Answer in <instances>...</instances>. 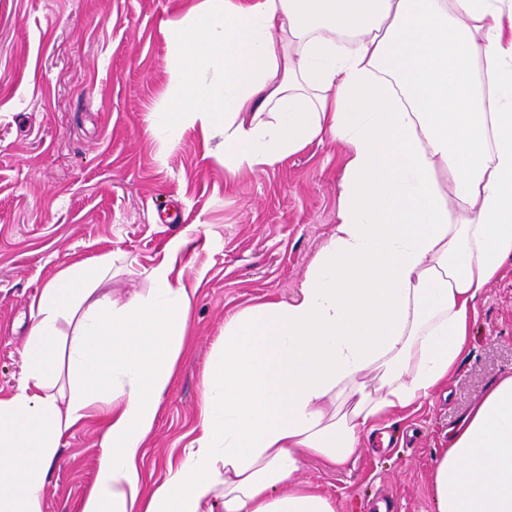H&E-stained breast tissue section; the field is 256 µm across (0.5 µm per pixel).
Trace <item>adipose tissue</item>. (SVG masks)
<instances>
[{"label": "adipose tissue", "instance_id": "adipose-tissue-1", "mask_svg": "<svg viewBox=\"0 0 512 512\" xmlns=\"http://www.w3.org/2000/svg\"><path fill=\"white\" fill-rule=\"evenodd\" d=\"M166 41L158 125L199 126L231 181L335 141L336 225L291 301L225 321L200 433L150 489L141 449L191 298L161 266L115 305L96 291L108 254L48 282L22 379L0 391V512H42L64 436L96 410L102 451L77 512H336L297 480L303 464L346 465L446 385L512 258V0H203ZM431 484L437 512H512V373L449 431Z\"/></svg>", "mask_w": 512, "mask_h": 512}]
</instances>
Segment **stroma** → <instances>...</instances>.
Returning a JSON list of instances; mask_svg holds the SVG:
<instances>
[{"mask_svg": "<svg viewBox=\"0 0 512 512\" xmlns=\"http://www.w3.org/2000/svg\"><path fill=\"white\" fill-rule=\"evenodd\" d=\"M198 0H0V389L23 374L30 307L61 270L111 254L100 285L116 304L147 294L150 270L174 260L192 297V344L178 361L140 461L161 483L169 457L199 428L204 370L226 317L291 300L336 223L343 150L313 143L276 168L224 186V160L197 129L155 131L170 82L164 31ZM182 214L163 220L166 205ZM512 370V260L476 304L467 353L408 419L373 436L339 469L297 474L336 512H436L430 462L499 375ZM103 426L63 441L43 512H77L98 466Z\"/></svg>", "mask_w": 512, "mask_h": 512, "instance_id": "stroma-1", "label": "stroma"}]
</instances>
